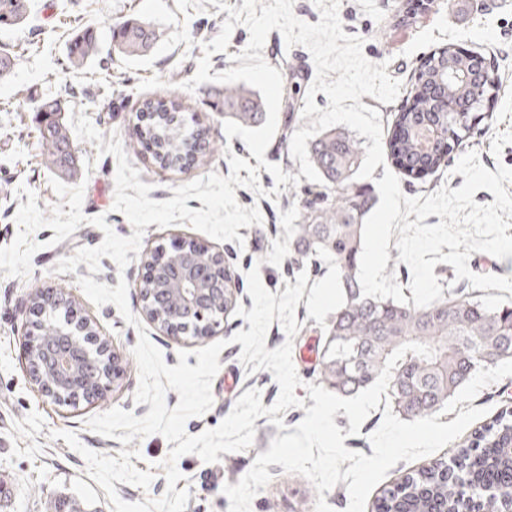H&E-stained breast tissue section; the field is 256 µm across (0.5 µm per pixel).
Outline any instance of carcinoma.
<instances>
[{
  "label": "carcinoma",
  "mask_w": 512,
  "mask_h": 512,
  "mask_svg": "<svg viewBox=\"0 0 512 512\" xmlns=\"http://www.w3.org/2000/svg\"><path fill=\"white\" fill-rule=\"evenodd\" d=\"M28 0H0V26H14L28 16ZM157 33L137 18L112 27L113 52L123 58L152 52ZM95 30L86 27L70 39L68 60L82 67L99 54ZM479 61L461 56L448 43L420 65L406 105L396 113L388 133L391 164L405 179H419L440 168L451 154L469 143L482 112H446L443 98L480 104L498 85L474 78ZM38 138L47 164L54 170L78 172L75 148L55 101L42 102ZM216 110L246 127L265 120L262 99L242 85L224 86ZM138 135L151 149L162 169L199 164L209 148V129L189 113L181 98L145 99L137 110ZM311 163L322 182L307 190L298 219L289 226L288 246L298 270L312 271L320 257L336 266L340 300L325 329L318 360L320 381L338 396L349 397L371 386L387 357L407 342L433 348L424 359L412 352L397 362L389 385L390 407L403 420L439 414L481 368L512 359V308L497 307L463 297L443 298L414 307L388 299L364 297L358 279L362 226L375 206L371 191L358 183L355 173L363 162L361 142L349 131L332 128L308 146ZM512 460V411L502 410L491 422L474 431L465 444L414 471L384 489L375 512H424L436 501L454 512L460 501H478L481 512H497L505 489L512 486L508 469L491 465Z\"/></svg>",
  "instance_id": "cac0c4a2"
}]
</instances>
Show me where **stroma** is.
<instances>
[{
  "instance_id": "35a3bbf8",
  "label": "stroma",
  "mask_w": 512,
  "mask_h": 512,
  "mask_svg": "<svg viewBox=\"0 0 512 512\" xmlns=\"http://www.w3.org/2000/svg\"><path fill=\"white\" fill-rule=\"evenodd\" d=\"M404 0H341L339 18L346 34L363 40L365 58L375 64L386 63L388 74L398 79L401 92L395 101L385 104L362 96V104L378 109L383 127H390L395 112L406 103L415 82L421 60L438 47L453 43L490 60L500 86L491 118L485 119L472 137V149L483 166L496 171L498 166L512 168V0H436L428 13L416 23L396 26ZM139 18L152 23L159 40L148 57L114 59L112 82H101L100 66L90 63L74 68L67 58L70 37L65 21L83 27L95 26L100 35V50H112L110 30L115 21ZM229 17L210 0H30L27 23L0 29V45L16 50L18 56L11 75L0 80V248L9 246L19 232L15 220L19 204L36 196L37 206L50 211L58 197L51 178L73 187L83 185L82 211L86 223L62 242H54L55 232L43 228L33 233L41 247L32 257L27 278L0 275V512H54L52 504L59 497H73L86 512H112L105 491L87 474L84 458L71 449L59 434L75 432L87 448L117 456L122 445L90 430L88 418L119 407L145 416L149 404H136L134 395L139 384V370L132 354L139 339L137 329L126 323L114 304L94 305L77 283L78 277L93 276L96 282L116 287L119 280L128 285L127 301L134 316H141L139 276L145 256L157 246L192 239L223 253L224 260L236 275L238 303L252 309L247 273L258 270L264 287L282 294L295 282L297 266L288 253V227L300 209L309 186L308 180L276 185L272 175L259 170V181L270 197L264 198L248 188H236L238 203L258 207L262 222L239 228V241L218 242L191 227L188 221L162 228L147 226L140 249L126 269H118L110 258L100 260L98 273H90L86 264L76 271L57 273L58 262L73 256L83 247L98 246L104 234L91 225L95 216H104L107 224L121 237L131 236L134 229L125 215L113 209L117 160L99 153L95 144L78 141L80 170L62 177L50 170L40 146L36 124V107L45 99L58 100L64 119L78 112L88 116L103 137L118 136L129 163L136 168L141 182L151 185L150 199H171L175 187L217 173L229 176L230 156L251 159L252 154L240 137H227L224 117L211 104L223 92V84L208 82L194 91L184 90L202 57V43L211 41ZM263 57L282 73L283 79L300 81L310 87L316 69L310 52L302 46L287 47L279 30L270 31ZM181 94L185 104L196 112L200 122L210 128L213 150L204 164L192 168L163 170L143 149L135 148L133 125L139 104L149 97ZM280 194H273V187ZM443 290L455 296H467L489 304H512V293L498 289H475L469 280H456L453 266L440 263L434 268ZM43 288L69 291L83 313L94 318L102 333L112 342L121 358L125 375L113 391L96 403L85 402L62 407L41 396L30 384L21 357L25 331L24 301ZM338 301L336 269L322 261L318 273L310 275L303 296L296 307L300 326L294 338H287L279 322H272L265 346L273 350L284 343L292 345V361L302 381L295 394L303 407L283 411L286 426L297 425L312 407L307 384L319 383L316 360L324 342L322 336L328 316ZM249 323L235 312L221 320L217 339L226 343L218 361L220 368L212 381L213 408L190 418L188 434L197 435L217 427L232 411L238 398L255 388L263 406L278 398L279 386L272 371L249 372L240 361L241 344L232 337L249 330ZM256 435L246 450L221 454L218 462H203L197 455L186 454L176 463L182 478L178 485L188 488L190 498L186 512H228L230 502L223 492L228 484H237L249 471L258 454L268 451L270 442L279 436V428L267 417L254 422ZM132 448L140 456L134 465L149 471L154 479L149 488L116 483L123 501L135 503L164 495L167 484L161 463L170 445L159 434L133 440ZM271 480L259 490L251 503V512H315L318 497L313 484L305 477L284 472L281 465H269Z\"/></svg>"
}]
</instances>
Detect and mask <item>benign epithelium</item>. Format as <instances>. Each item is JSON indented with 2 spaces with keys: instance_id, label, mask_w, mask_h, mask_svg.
Segmentation results:
<instances>
[{
  "instance_id": "7a95c632",
  "label": "benign epithelium",
  "mask_w": 512,
  "mask_h": 512,
  "mask_svg": "<svg viewBox=\"0 0 512 512\" xmlns=\"http://www.w3.org/2000/svg\"><path fill=\"white\" fill-rule=\"evenodd\" d=\"M141 281L150 282V295L159 309L144 305V315L167 336L180 339L186 327H193L198 338L216 333L217 321L209 314L217 303L224 304L227 278L224 277V255L212 252L194 242L183 241L171 250L159 249L144 260ZM66 302L69 317L57 327L55 336L38 343L33 332L25 333L22 356L28 368L31 385L59 406L85 401L93 403L123 377L119 359L111 351L108 339L101 336L97 322L78 314L72 300L52 289L29 295V321L47 309ZM105 366L100 377L87 374L92 353Z\"/></svg>"
}]
</instances>
